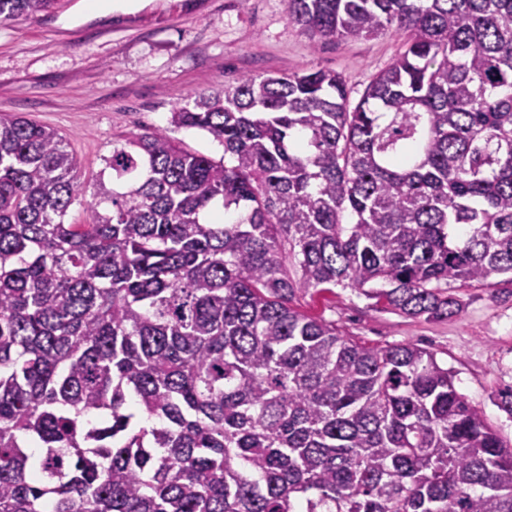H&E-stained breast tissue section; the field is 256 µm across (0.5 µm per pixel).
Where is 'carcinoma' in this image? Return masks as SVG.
Returning a JSON list of instances; mask_svg holds the SVG:
<instances>
[{
    "label": "carcinoma",
    "mask_w": 512,
    "mask_h": 512,
    "mask_svg": "<svg viewBox=\"0 0 512 512\" xmlns=\"http://www.w3.org/2000/svg\"><path fill=\"white\" fill-rule=\"evenodd\" d=\"M55 0H0V23ZM313 43L405 50L356 104L243 75L103 158L0 115V512H512V447L433 353L303 313L512 286V0H284Z\"/></svg>",
    "instance_id": "cac0c4a2"
}]
</instances>
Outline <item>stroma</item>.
<instances>
[{
  "label": "stroma",
  "mask_w": 512,
  "mask_h": 512,
  "mask_svg": "<svg viewBox=\"0 0 512 512\" xmlns=\"http://www.w3.org/2000/svg\"><path fill=\"white\" fill-rule=\"evenodd\" d=\"M387 33L313 44L289 24L284 0H58L54 9L0 24V115L54 128L94 184L114 143L170 128L175 103L234 83L243 74L309 69L338 73L351 102L403 52ZM460 315L408 318L349 288L300 296V311L335 321L369 346L414 344L448 367L467 401L512 446V291L455 289Z\"/></svg>",
  "instance_id": "stroma-1"
}]
</instances>
